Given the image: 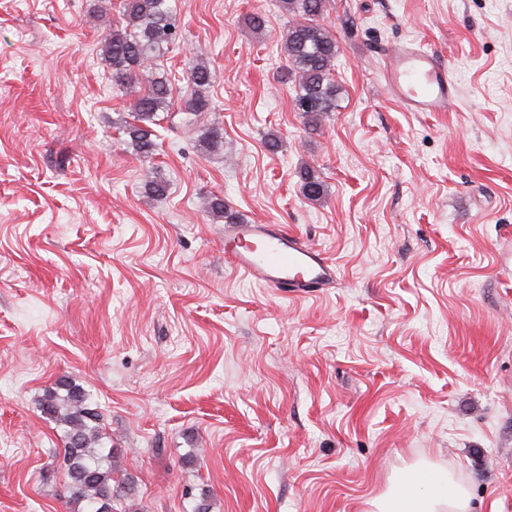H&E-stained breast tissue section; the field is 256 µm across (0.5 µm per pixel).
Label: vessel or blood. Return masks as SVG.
I'll return each instance as SVG.
<instances>
[{"label":"vessel or blood","instance_id":"1","mask_svg":"<svg viewBox=\"0 0 512 512\" xmlns=\"http://www.w3.org/2000/svg\"><path fill=\"white\" fill-rule=\"evenodd\" d=\"M382 77L408 112H444L456 98L446 60L425 44L402 41L383 54ZM224 240L233 267L265 287L302 294L336 282L333 262L277 224H228Z\"/></svg>","mask_w":512,"mask_h":512}]
</instances>
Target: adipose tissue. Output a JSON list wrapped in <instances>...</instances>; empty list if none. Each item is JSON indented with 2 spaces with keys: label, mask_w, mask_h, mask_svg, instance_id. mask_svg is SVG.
I'll return each mask as SVG.
<instances>
[{
  "label": "adipose tissue",
  "mask_w": 512,
  "mask_h": 512,
  "mask_svg": "<svg viewBox=\"0 0 512 512\" xmlns=\"http://www.w3.org/2000/svg\"><path fill=\"white\" fill-rule=\"evenodd\" d=\"M377 512H469L466 489L446 472L416 466L375 500Z\"/></svg>",
  "instance_id": "1"
}]
</instances>
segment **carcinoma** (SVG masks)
Returning a JSON list of instances; mask_svg holds the SVG:
<instances>
[{
    "instance_id": "obj_1",
    "label": "carcinoma",
    "mask_w": 512,
    "mask_h": 512,
    "mask_svg": "<svg viewBox=\"0 0 512 512\" xmlns=\"http://www.w3.org/2000/svg\"><path fill=\"white\" fill-rule=\"evenodd\" d=\"M330 0H279L288 14V29L282 40L284 72L297 91L295 104L312 123L336 111L337 87L331 71L337 55L336 40L322 27L320 19ZM180 29L169 0H125L122 23L112 26L103 40L102 52L112 73V89L122 92L140 84L133 121L126 123L128 143L141 156L157 150L154 126L160 113L182 115V123L199 132V145L209 153L224 147L223 128L203 118L216 110L207 94L213 74L205 64L188 67L190 91L174 97L167 76L150 66V60L162 49L175 44ZM305 197L319 200L323 182L310 168L300 170ZM208 210L224 218L227 224L238 216L227 210L224 199L215 195ZM44 412L65 428L64 462L70 479L72 502L77 512H116L112 489V468L105 465L108 455L102 447L100 415L89 408L87 395L80 388L62 380L41 403Z\"/></svg>"
}]
</instances>
